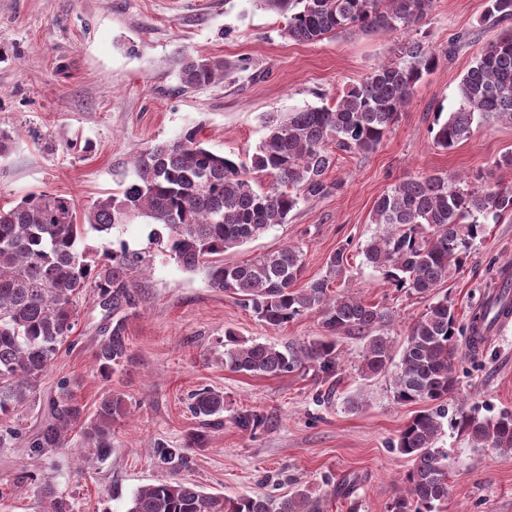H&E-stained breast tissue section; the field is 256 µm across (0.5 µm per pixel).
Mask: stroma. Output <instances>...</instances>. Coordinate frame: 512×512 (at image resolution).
<instances>
[{
    "label": "stroma",
    "instance_id": "stroma-1",
    "mask_svg": "<svg viewBox=\"0 0 512 512\" xmlns=\"http://www.w3.org/2000/svg\"><path fill=\"white\" fill-rule=\"evenodd\" d=\"M484 8V0H434L413 36L442 53L458 34H467L466 45L417 85L373 153L339 155L326 176L328 194L301 201L287 223L226 251L225 263L293 245L303 254L302 287L345 248L334 289L387 309L388 333L401 344L433 297L397 290L366 263L376 199L400 181L439 172L512 185V168L494 165L512 151V125L474 121L470 137L450 150L438 148L431 133L437 111L458 108L460 80L486 43L512 29V19L486 25ZM285 24L258 0H0V130L12 136L0 154V206L47 191L68 194L84 211L132 179L131 162L147 146L189 126L211 151L247 160L267 134L265 114L334 105L394 59L400 44L394 34L360 31L298 43L284 37ZM185 51L224 59L223 79L183 87L178 60ZM150 231L139 217L111 235L149 259L128 320V361L111 377L98 374L94 352L104 320L89 296L42 386L49 395L68 381L89 414L106 392L121 395L124 415L112 425L109 456L83 462L75 433L67 449L31 465L26 440L45 408L28 407L16 421L19 439L0 448V512H37L36 487L44 481L71 498L75 512H127L138 487L175 476L228 498L304 487L323 512H388L411 467L391 443L417 411L394 401L390 374L362 373L354 336L342 339L339 370L329 380L309 362L277 377L229 370L227 333L296 349L321 336L318 315L271 328L204 274L180 267ZM510 264L512 219L488 224L466 266L438 293L467 320L492 298L499 271ZM455 378L456 400L477 402L487 416L512 411V322L491 330L479 356H461ZM204 387L224 395L221 417L206 426L189 410L190 395ZM246 414L260 425L239 426ZM199 431L202 443L189 445ZM158 443L185 449L178 471L154 457ZM437 445L448 454L444 512H512V453L472 448L465 433L448 427ZM345 482L350 492L337 494Z\"/></svg>",
    "mask_w": 512,
    "mask_h": 512
}]
</instances>
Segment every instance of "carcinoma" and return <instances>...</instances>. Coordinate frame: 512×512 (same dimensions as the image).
Returning <instances> with one entry per match:
<instances>
[{"mask_svg": "<svg viewBox=\"0 0 512 512\" xmlns=\"http://www.w3.org/2000/svg\"><path fill=\"white\" fill-rule=\"evenodd\" d=\"M287 19L284 37L313 43L326 35L359 28L367 32L406 31L427 14L433 0H258ZM512 18V0H485L484 22ZM399 61L377 65L332 107H306L265 118L268 133L247 162L204 146L199 129L188 127L170 142L147 147L133 161L134 178L77 216L65 194L33 191L0 207V447L18 436L14 416L36 403L43 379L77 325L80 302L92 294L109 313L95 351L98 373L114 374L128 358L127 321L136 312L135 273L146 256L109 241L112 229L136 217L165 230L151 237L189 272H202L211 287L233 295L270 327L285 326L305 314L321 317L324 335L297 351L260 342H241L228 332L224 366L245 375L278 376L305 361L328 379L340 363L344 335L363 341L361 371L367 376L395 369L393 399L400 404L430 403L399 431L392 447L412 461L405 493L390 512H439L448 502L446 455L436 447L443 419L449 417L474 448L512 452V412L482 416L462 402L448 413L455 390L459 338L478 354L490 327L512 314L509 282L490 301L458 321L448 296L439 297L409 326L394 361L387 327L389 311L350 296L332 294L330 285L343 269L346 249L330 256L326 274L303 288L294 287L303 254L292 246L224 263V252L246 244L276 224L308 197L328 193L325 175L336 153L368 154L381 143L417 84L438 66L441 56L427 43L408 39ZM187 86L224 78V60L180 59ZM461 104L437 124L434 143L449 150L469 137L475 117L512 125V33L490 40L458 85ZM512 217V186L474 187L461 176L435 173L403 180L375 201L371 223L382 226L363 249L367 263L394 287L431 294L468 260L488 221ZM90 231L108 240L102 255L87 260L79 242ZM47 418L27 439L34 461L68 446L78 432L96 457L112 448V422L122 414V399L107 393L88 418L69 385L46 402ZM224 411V395L204 389L194 394L192 414L202 420ZM165 465L182 463L185 449H153ZM40 512H74L71 501L49 483L38 493ZM127 512H321L320 501L303 488L286 497L230 499L172 478L139 487Z\"/></svg>", "mask_w": 512, "mask_h": 512, "instance_id": "carcinoma-1", "label": "carcinoma"}]
</instances>
